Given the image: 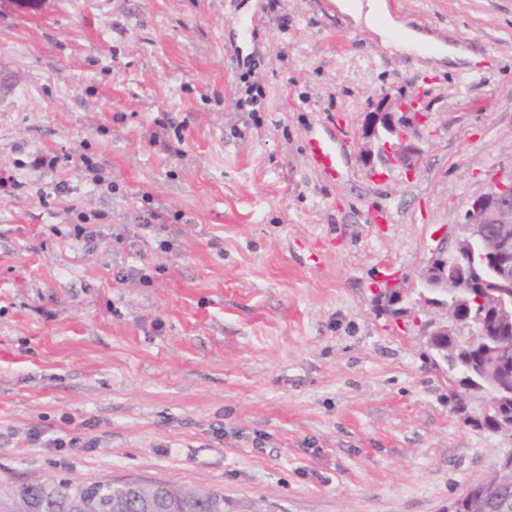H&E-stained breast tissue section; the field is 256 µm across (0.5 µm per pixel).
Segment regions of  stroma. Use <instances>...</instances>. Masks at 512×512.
Returning <instances> with one entry per match:
<instances>
[{
  "mask_svg": "<svg viewBox=\"0 0 512 512\" xmlns=\"http://www.w3.org/2000/svg\"><path fill=\"white\" fill-rule=\"evenodd\" d=\"M386 5L387 36L338 0L0 6V172L22 183L0 192V482L164 480L223 492L224 512H446L512 450L461 422L381 299L451 251L488 174L512 170V0ZM409 30L468 58L396 50ZM401 92L426 114L418 164L369 169L364 116ZM330 134L332 180L306 151ZM45 154L56 170L34 167Z\"/></svg>",
  "mask_w": 512,
  "mask_h": 512,
  "instance_id": "obj_1",
  "label": "stroma"
}]
</instances>
